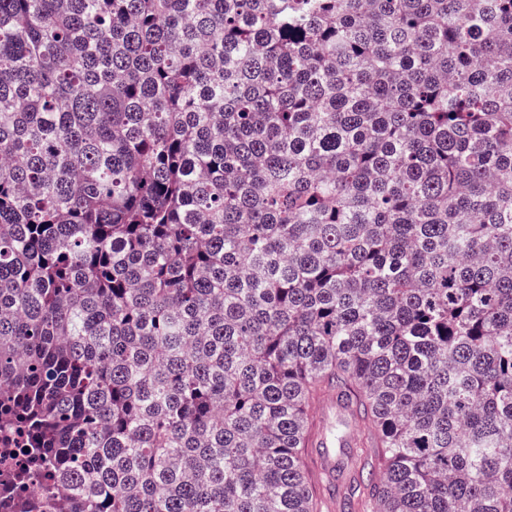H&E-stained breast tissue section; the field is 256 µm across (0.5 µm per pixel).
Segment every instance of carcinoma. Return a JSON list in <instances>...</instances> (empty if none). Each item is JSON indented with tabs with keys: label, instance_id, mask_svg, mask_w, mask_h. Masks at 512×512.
Returning a JSON list of instances; mask_svg holds the SVG:
<instances>
[{
	"label": "carcinoma",
	"instance_id": "1",
	"mask_svg": "<svg viewBox=\"0 0 512 512\" xmlns=\"http://www.w3.org/2000/svg\"><path fill=\"white\" fill-rule=\"evenodd\" d=\"M512 512V0H0V428L70 512ZM336 419L343 422L341 433L336 436ZM356 420L351 416L343 402L336 399V394H325L317 406L316 426L306 439V448H309V458L306 455L307 466H312L314 475L318 478L326 477L336 471V484L339 486L340 495L336 498V509L328 510L326 505L324 512H344L339 507L340 497L344 493H351L356 486L353 477L358 476L360 448H352L359 444L357 438ZM315 448L322 449L318 457L311 464ZM329 448H343L338 454Z\"/></svg>",
	"mask_w": 512,
	"mask_h": 512
}]
</instances>
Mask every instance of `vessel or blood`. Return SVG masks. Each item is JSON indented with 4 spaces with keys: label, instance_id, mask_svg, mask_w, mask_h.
I'll use <instances>...</instances> for the list:
<instances>
[{
    "label": "vessel or blood",
    "instance_id": "1",
    "mask_svg": "<svg viewBox=\"0 0 512 512\" xmlns=\"http://www.w3.org/2000/svg\"><path fill=\"white\" fill-rule=\"evenodd\" d=\"M357 425L349 410L335 395L327 394L317 406L316 426L306 440L307 447L318 449L312 464L317 477H325L336 469V451L357 445Z\"/></svg>",
    "mask_w": 512,
    "mask_h": 512
}]
</instances>
